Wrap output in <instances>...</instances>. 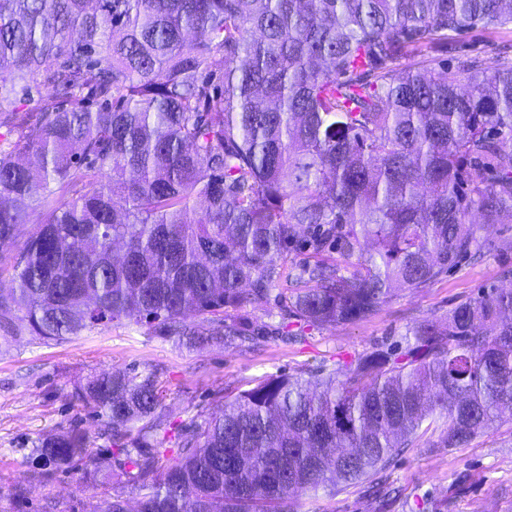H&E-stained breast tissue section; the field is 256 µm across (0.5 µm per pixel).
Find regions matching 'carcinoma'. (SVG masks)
<instances>
[{
    "label": "carcinoma",
    "instance_id": "obj_1",
    "mask_svg": "<svg viewBox=\"0 0 512 512\" xmlns=\"http://www.w3.org/2000/svg\"><path fill=\"white\" fill-rule=\"evenodd\" d=\"M510 25L512 0H0V247L45 214L0 260V330L299 342L288 324L336 328L426 287L473 252L472 215H512V66L411 58ZM262 304L281 318L268 332L245 312ZM405 342L261 379L171 459L157 377L94 375L74 395L111 447L62 429L34 443V477L86 470L99 512H293L386 472L439 420L444 448L512 420V288ZM368 492L394 501L384 480Z\"/></svg>",
    "mask_w": 512,
    "mask_h": 512
}]
</instances>
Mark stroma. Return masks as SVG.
I'll return each mask as SVG.
<instances>
[{
	"label": "stroma",
	"instance_id": "35a3bbf8",
	"mask_svg": "<svg viewBox=\"0 0 512 512\" xmlns=\"http://www.w3.org/2000/svg\"><path fill=\"white\" fill-rule=\"evenodd\" d=\"M478 57L483 70L512 65V26L475 27L448 38V61L459 55ZM482 248L479 258L460 262L429 286L402 290L374 315L333 329L308 327L300 343L266 339L251 350L219 344L199 348L186 340L160 335L152 325L115 324L64 342H48L22 330L0 343V512H94L97 491L83 472L58 474L50 481L34 478L32 446L57 429L76 426L102 444L99 422L73 397L74 387L102 373H156L172 427L190 424L198 415L218 411L227 393L249 388L254 380L297 374L317 367L354 361L379 346L402 341L415 323L446 317L458 301L480 290L504 285L512 269V219L498 224L475 222ZM466 474L468 489L459 492L457 477ZM391 479L410 497L444 501L448 512H512V421L498 422L471 447L448 450L431 429L417 448L393 469ZM22 486L24 497L14 494ZM296 512H376L365 484L330 496H299Z\"/></svg>",
	"mask_w": 512,
	"mask_h": 512
}]
</instances>
